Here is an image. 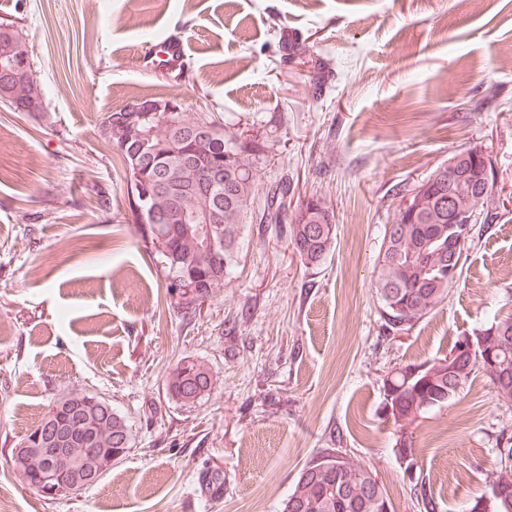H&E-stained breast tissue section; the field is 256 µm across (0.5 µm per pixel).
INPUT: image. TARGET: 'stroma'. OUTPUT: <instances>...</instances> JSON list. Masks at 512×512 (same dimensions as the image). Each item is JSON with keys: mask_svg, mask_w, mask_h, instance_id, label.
I'll use <instances>...</instances> for the list:
<instances>
[{"mask_svg": "<svg viewBox=\"0 0 512 512\" xmlns=\"http://www.w3.org/2000/svg\"><path fill=\"white\" fill-rule=\"evenodd\" d=\"M2 21L32 48L45 98L43 111L0 123V506L280 512L303 466L336 446L377 470L394 512H420L384 379L512 312V0H0ZM156 34L181 44L184 70L154 64ZM287 34L305 53L280 51ZM320 64L336 77L317 95ZM492 85L496 109L484 103ZM174 93L189 115L265 143L262 186L292 176L296 196L325 197L337 226L307 269L287 224H246L230 282L190 320L127 214L101 136L110 113ZM471 143L491 155L506 208L445 301L387 335L372 281L392 187ZM186 357L215 378L190 408L165 393ZM71 391L112 403L132 446L99 484L46 502L22 485L11 450ZM412 429L438 512H461L493 478L512 405L477 370ZM211 471L220 487L202 482Z\"/></svg>", "mask_w": 512, "mask_h": 512, "instance_id": "35a3bbf8", "label": "stroma"}]
</instances>
